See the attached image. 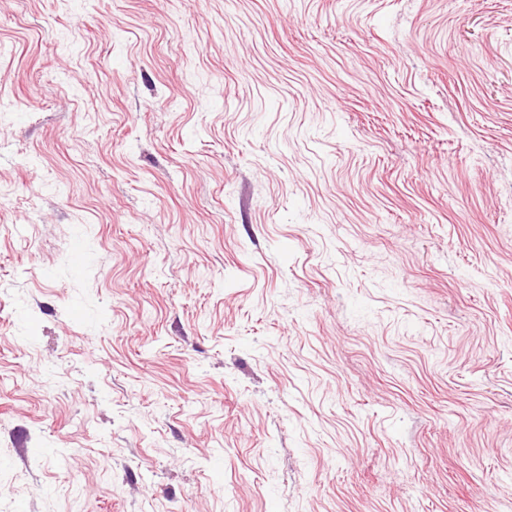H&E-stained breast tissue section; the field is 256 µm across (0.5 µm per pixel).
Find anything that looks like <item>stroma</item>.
Returning <instances> with one entry per match:
<instances>
[{"instance_id": "obj_1", "label": "stroma", "mask_w": 512, "mask_h": 512, "mask_svg": "<svg viewBox=\"0 0 512 512\" xmlns=\"http://www.w3.org/2000/svg\"><path fill=\"white\" fill-rule=\"evenodd\" d=\"M0 512H512V0H0Z\"/></svg>"}]
</instances>
